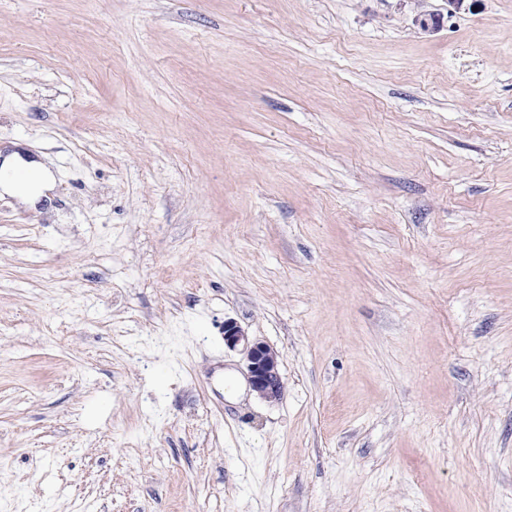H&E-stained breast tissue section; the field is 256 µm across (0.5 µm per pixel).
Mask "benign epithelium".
<instances>
[{
    "label": "benign epithelium",
    "instance_id": "benign-epithelium-1",
    "mask_svg": "<svg viewBox=\"0 0 512 512\" xmlns=\"http://www.w3.org/2000/svg\"><path fill=\"white\" fill-rule=\"evenodd\" d=\"M224 345L242 347L246 352L251 384L258 396L268 402L278 401L284 393L279 370V355L267 345L252 342L233 321L224 322Z\"/></svg>",
    "mask_w": 512,
    "mask_h": 512
}]
</instances>
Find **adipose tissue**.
I'll list each match as a JSON object with an SVG mask.
<instances>
[{
	"label": "adipose tissue",
	"instance_id": "adipose-tissue-1",
	"mask_svg": "<svg viewBox=\"0 0 512 512\" xmlns=\"http://www.w3.org/2000/svg\"><path fill=\"white\" fill-rule=\"evenodd\" d=\"M53 187L51 173L44 165L23 156L20 146L0 155V194L16 198L21 204L36 205Z\"/></svg>",
	"mask_w": 512,
	"mask_h": 512
}]
</instances>
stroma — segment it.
Listing matches in <instances>:
<instances>
[{
	"instance_id": "obj_1",
	"label": "stroma",
	"mask_w": 512,
	"mask_h": 512,
	"mask_svg": "<svg viewBox=\"0 0 512 512\" xmlns=\"http://www.w3.org/2000/svg\"><path fill=\"white\" fill-rule=\"evenodd\" d=\"M17 141L0 512H512V0H0ZM19 144L3 154L0 164V194L16 198L21 204L36 206L53 188V178L44 165L22 154ZM224 344L230 349L242 346L247 356L252 387L261 399L274 402L282 398L284 382L277 352L263 343L251 342L233 321L224 322Z\"/></svg>"
}]
</instances>
